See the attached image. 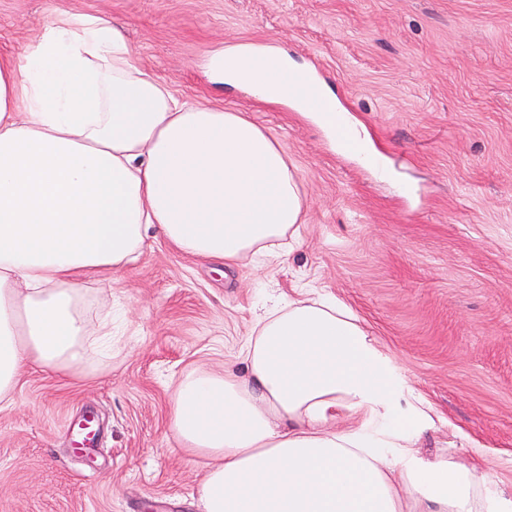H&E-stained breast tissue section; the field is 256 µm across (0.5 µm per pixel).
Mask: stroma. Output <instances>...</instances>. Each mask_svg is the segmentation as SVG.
I'll list each match as a JSON object with an SVG mask.
<instances>
[{"mask_svg":"<svg viewBox=\"0 0 512 512\" xmlns=\"http://www.w3.org/2000/svg\"><path fill=\"white\" fill-rule=\"evenodd\" d=\"M122 21L134 61L178 99L244 112L306 194L302 243L226 268L150 240L112 299V352L22 375L0 406V512H195L202 476L171 427L176 379L236 360L262 300L336 297L389 361L400 407H430L417 457L481 448L512 499V0H0V55L49 16ZM237 43L288 53L363 128L381 167L304 114L217 84ZM97 425L79 450L71 425Z\"/></svg>","mask_w":512,"mask_h":512,"instance_id":"stroma-1","label":"stroma"}]
</instances>
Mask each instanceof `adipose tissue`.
<instances>
[{
    "label": "adipose tissue",
    "mask_w": 512,
    "mask_h": 512,
    "mask_svg": "<svg viewBox=\"0 0 512 512\" xmlns=\"http://www.w3.org/2000/svg\"><path fill=\"white\" fill-rule=\"evenodd\" d=\"M217 82L336 120L329 88L274 48L226 47ZM305 193L279 140L247 113L179 101L137 65L122 25L61 14L0 57V403L32 365H92L107 317L83 284L133 267L150 237L230 267L300 246ZM395 381L358 317L306 294L261 315L240 355L192 370L171 428L203 468L201 512H512L473 461L414 454Z\"/></svg>",
    "instance_id": "adipose-tissue-1"
}]
</instances>
